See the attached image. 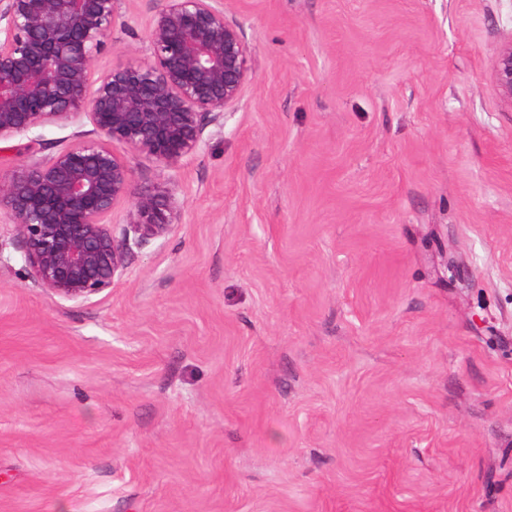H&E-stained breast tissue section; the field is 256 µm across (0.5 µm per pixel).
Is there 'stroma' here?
Segmentation results:
<instances>
[{
	"instance_id": "stroma-1",
	"label": "stroma",
	"mask_w": 512,
	"mask_h": 512,
	"mask_svg": "<svg viewBox=\"0 0 512 512\" xmlns=\"http://www.w3.org/2000/svg\"><path fill=\"white\" fill-rule=\"evenodd\" d=\"M224 13L251 79L180 165L127 153L182 210L111 291L36 287L0 208V512H512V0ZM492 79L500 98L512 106V39L502 43L495 51Z\"/></svg>"
}]
</instances>
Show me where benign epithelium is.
<instances>
[{"instance_id": "1", "label": "benign epithelium", "mask_w": 512, "mask_h": 512, "mask_svg": "<svg viewBox=\"0 0 512 512\" xmlns=\"http://www.w3.org/2000/svg\"><path fill=\"white\" fill-rule=\"evenodd\" d=\"M125 0H0V141L53 122L92 129L48 159L0 177L21 260L36 287L68 301L112 290L131 246L166 238L180 218L171 189L134 187L122 145L172 167L204 146L251 79L250 48L224 17V0H158L143 58L92 72ZM492 79L512 106V39L495 51ZM132 201L124 225L112 209Z\"/></svg>"}]
</instances>
